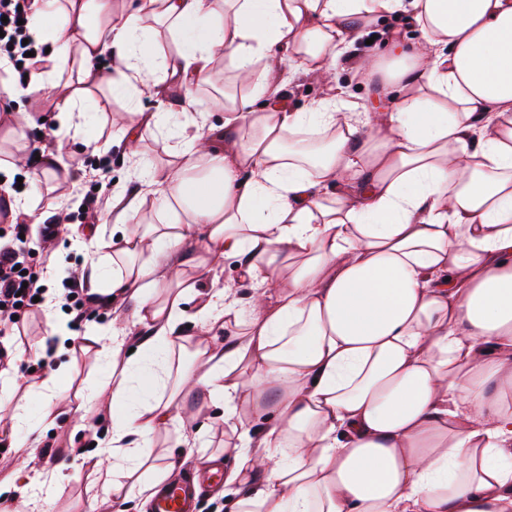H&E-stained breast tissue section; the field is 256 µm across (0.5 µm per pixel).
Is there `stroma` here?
<instances>
[{"instance_id": "obj_1", "label": "stroma", "mask_w": 512, "mask_h": 512, "mask_svg": "<svg viewBox=\"0 0 512 512\" xmlns=\"http://www.w3.org/2000/svg\"><path fill=\"white\" fill-rule=\"evenodd\" d=\"M420 37L421 31L410 16H386L364 28L361 39L352 45L344 63L337 68L336 79L331 85L316 84L291 68H284L283 92L289 109L302 112L319 100L336 96L372 107L379 89L378 80L362 68V61L388 50L393 42L411 43ZM233 74L230 61L219 58L213 63L211 82L184 89L172 79L168 82V89L175 97L190 95L194 101V112L205 113L208 124L218 127L223 125L224 115L213 111L212 103L217 91H233ZM83 107L88 122H95L100 113L107 116L103 135L110 138V146L93 155L85 152L80 140H70L56 178L36 188L26 181L25 170L11 169L10 164L17 155L27 156L35 149L43 152L52 146L59 102L43 92L28 97H14L0 82V116H7L12 121L23 109L38 119L37 125L26 129L22 141L0 142V194L12 199H28L36 215L41 218L40 224L56 218L70 228L89 224L98 236L117 241L121 238L120 230L105 220L112 210V198L119 192L135 193L140 187L142 174L153 168L164 167L175 144L173 127L169 124L142 126V114L159 111V101L147 96L132 101L113 94L111 87L105 85L89 89L84 95ZM127 125L139 126L142 134L140 155L136 158L127 155L121 139L120 129ZM90 191L96 192L102 199L98 210L103 217L102 222H91L87 211L69 200L70 195L82 196ZM40 224L29 227L28 263L37 265L44 262L52 271L64 267L73 271L80 269L86 262L85 255L72 248L65 236L50 245L40 243ZM58 367L66 371L68 379L56 390L59 410L56 424L52 429L42 430L28 438L6 437L5 447L0 450V483L6 484L16 479L19 468L25 464L46 472L68 470L71 457L63 454L52 459L43 458L39 451L44 447L63 451L76 448L83 457L81 470L77 477L54 487L50 512H90L89 505L100 489L98 471L112 464L110 454L97 450L98 443L106 441L111 435L112 393L108 390L101 392L96 401L95 414L87 423H80L69 409L77 391L96 382L105 371L104 359L92 351H76L72 341L62 338L58 341V352L52 356L49 364H42L33 351L28 350L13 360L10 371L25 388L36 386L48 369ZM189 452L197 457L224 452V408L209 400L205 394L195 391L182 394L177 417L156 434L151 449L152 457L159 464H167L175 458L183 463L182 473L204 470L205 465L199 460L184 462L183 457Z\"/></svg>"}]
</instances>
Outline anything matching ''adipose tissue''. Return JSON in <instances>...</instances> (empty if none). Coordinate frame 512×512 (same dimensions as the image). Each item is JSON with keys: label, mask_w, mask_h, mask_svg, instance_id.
<instances>
[{"label": "adipose tissue", "mask_w": 512, "mask_h": 512, "mask_svg": "<svg viewBox=\"0 0 512 512\" xmlns=\"http://www.w3.org/2000/svg\"><path fill=\"white\" fill-rule=\"evenodd\" d=\"M51 2L32 0L33 37L53 61L77 52L85 83L106 79L108 55L114 92L164 97L145 73L152 17L177 43L166 76L203 82L226 56L250 87L226 97L222 143L204 117L178 123L146 192L112 200L116 224L147 203L178 220L123 233L86 271L151 331L135 345L114 324L83 337L112 365L102 490L150 499L168 481L148 444L177 408L163 386L183 345L204 367L193 384L238 433L224 449L231 512H512V0H231L226 18L214 0H67L53 22ZM398 11L423 39L367 61L387 105L288 110L281 66L334 77L362 29ZM45 90L61 102L56 140L82 135L76 90L29 76L26 93ZM201 224L196 268L238 256L256 283L247 311L226 288L205 294L204 320L235 330L225 347L175 334L195 286L156 298ZM59 378H43L37 420L0 427L54 425ZM245 413L263 428L242 431ZM20 476L14 498L48 512L57 475Z\"/></svg>", "instance_id": "1"}]
</instances>
